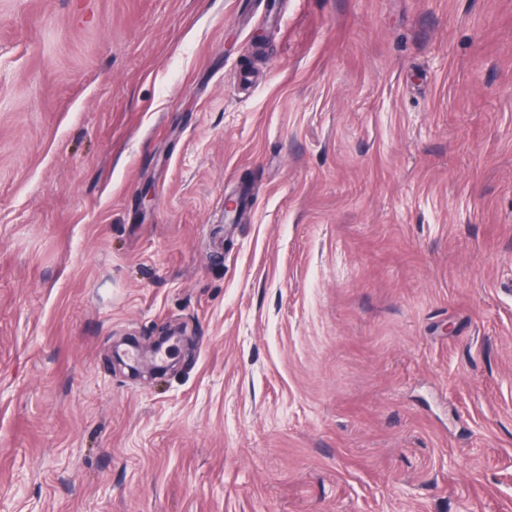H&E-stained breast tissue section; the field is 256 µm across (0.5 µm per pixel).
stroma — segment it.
<instances>
[{"label":"stroma","mask_w":512,"mask_h":512,"mask_svg":"<svg viewBox=\"0 0 512 512\" xmlns=\"http://www.w3.org/2000/svg\"><path fill=\"white\" fill-rule=\"evenodd\" d=\"M0 512H512V0H0Z\"/></svg>","instance_id":"1"}]
</instances>
